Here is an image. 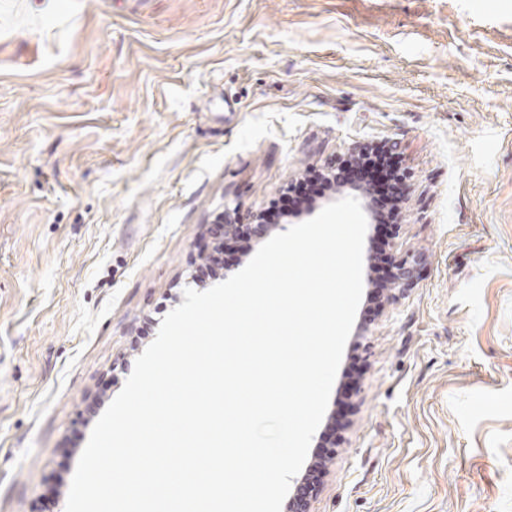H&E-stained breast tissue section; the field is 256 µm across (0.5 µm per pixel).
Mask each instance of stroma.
Returning <instances> with one entry per match:
<instances>
[{"label":"stroma","instance_id":"stroma-1","mask_svg":"<svg viewBox=\"0 0 512 512\" xmlns=\"http://www.w3.org/2000/svg\"><path fill=\"white\" fill-rule=\"evenodd\" d=\"M404 170L417 284L362 299L312 512H512V0H0V512H65L79 457L210 252ZM224 223V224H223ZM211 234L214 239L218 241V245L215 250L211 253L206 265L205 270L208 272V268L211 267L212 277H220L223 273L220 272L224 268V277H226V271L229 267L222 262L220 254L222 253L223 247L228 242H233L238 246V250L241 256L248 254L251 249L252 241H257L267 236L275 225L273 224H238L233 222L231 219L226 218L224 215V222L220 224H211Z\"/></svg>","mask_w":512,"mask_h":512}]
</instances>
